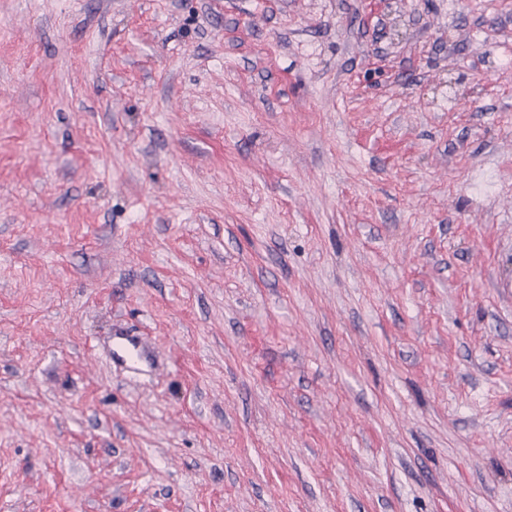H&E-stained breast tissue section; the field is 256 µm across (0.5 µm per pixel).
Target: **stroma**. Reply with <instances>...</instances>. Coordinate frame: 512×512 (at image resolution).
Listing matches in <instances>:
<instances>
[{
    "mask_svg": "<svg viewBox=\"0 0 512 512\" xmlns=\"http://www.w3.org/2000/svg\"><path fill=\"white\" fill-rule=\"evenodd\" d=\"M502 279L512 0H0V512H512ZM110 356L113 361L131 365L150 363L151 361L141 340L136 336H128L121 329L114 330Z\"/></svg>",
    "mask_w": 512,
    "mask_h": 512,
    "instance_id": "obj_1",
    "label": "stroma"
}]
</instances>
